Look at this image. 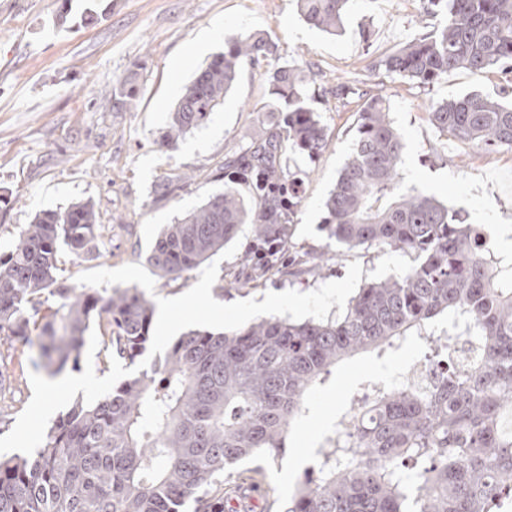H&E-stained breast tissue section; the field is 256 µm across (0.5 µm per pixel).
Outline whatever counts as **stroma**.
Here are the masks:
<instances>
[{
    "label": "stroma",
    "mask_w": 512,
    "mask_h": 512,
    "mask_svg": "<svg viewBox=\"0 0 512 512\" xmlns=\"http://www.w3.org/2000/svg\"><path fill=\"white\" fill-rule=\"evenodd\" d=\"M56 14V0H0V189L13 199L9 209H0V248L37 212L92 200L110 230L97 252L65 254V284L136 287L153 299L178 296L199 281L196 269L184 280L161 279L145 255L164 225L223 189L224 161L257 132L255 109L270 101L268 73L280 60L295 63L329 93L319 107L329 147L297 161L305 176L293 242L338 259L315 275H296L286 266L242 283L234 256L220 263L213 298L229 304L260 301L269 292H309L343 279L352 261L362 265L365 283L407 269L411 260L401 253L350 249L329 240L323 228L324 203L353 147L356 111L376 93L387 99L404 139L401 182L460 212L485 232L494 251L512 256V150L486 153L446 140L427 116L430 103L469 93L511 104L512 83L496 70L475 75L461 69L423 89L370 70L375 59L439 25V18L419 12L416 0H350L334 34L309 25L297 0H73L67 21ZM257 30L277 44L276 58L244 67L205 125L175 148L160 147L184 86L223 52L225 36ZM135 67L138 97L115 111L110 90ZM340 84L348 94L335 95ZM182 173L193 174L192 184L163 195L165 179ZM431 348L413 336L391 352H363L337 364L307 393L282 454L263 462L262 473L245 461L225 477V485H242L245 512H284L299 479L316 470L321 449L334 446L343 421L373 397L374 385L403 375ZM0 354L10 358L0 386L2 436L31 399L38 353L5 342Z\"/></svg>",
    "instance_id": "1"
}]
</instances>
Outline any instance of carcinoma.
I'll list each match as a JSON object with an SVG mask.
<instances>
[{
    "label": "carcinoma",
    "instance_id": "obj_1",
    "mask_svg": "<svg viewBox=\"0 0 512 512\" xmlns=\"http://www.w3.org/2000/svg\"><path fill=\"white\" fill-rule=\"evenodd\" d=\"M349 0H298L304 19L336 33ZM444 14L440 29L372 63L426 87L448 72L512 73V0H416ZM261 32L224 40L176 103L160 145L206 124L241 68L273 54ZM283 100L251 143L224 162V190L168 224L145 261L168 280L190 271L252 227L246 257L260 277L279 264L301 205L291 155L329 147L307 106L310 77L284 64L269 76ZM136 73L112 87L120 111L136 97ZM445 137L484 151L512 150V105L467 94L430 104ZM403 136L376 94L358 110L350 158L325 201L328 237L349 249L378 245L409 255L403 273L365 284L334 318L263 319L229 333L190 331L161 358L91 405L59 417L28 457L0 460V512H224V472L245 459H274L305 395L344 359L424 339L448 315L479 350L470 368L448 365L434 388L389 386L343 423L332 455L306 478L285 512H499L512 501V266L481 229L415 188L399 186ZM104 224L90 201L36 214L0 255V335L38 343V366L55 376L77 366L92 323L98 359L135 366L151 346L154 311L136 288L102 295L59 281L63 255L92 254ZM307 253L303 273L333 260ZM415 472L410 487L403 469Z\"/></svg>",
    "mask_w": 512,
    "mask_h": 512
}]
</instances>
